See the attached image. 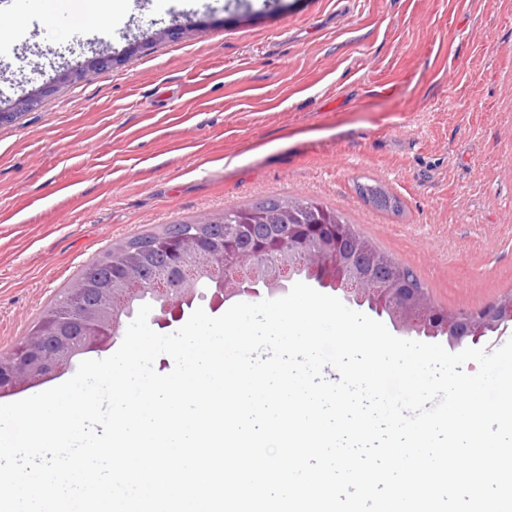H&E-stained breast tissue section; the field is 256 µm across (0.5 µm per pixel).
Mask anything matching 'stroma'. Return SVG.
<instances>
[{"instance_id":"1","label":"stroma","mask_w":512,"mask_h":512,"mask_svg":"<svg viewBox=\"0 0 512 512\" xmlns=\"http://www.w3.org/2000/svg\"><path fill=\"white\" fill-rule=\"evenodd\" d=\"M15 25L1 356L116 244L270 196L339 211L441 309L512 293V0H113L91 29ZM371 179L400 213L358 195Z\"/></svg>"}]
</instances>
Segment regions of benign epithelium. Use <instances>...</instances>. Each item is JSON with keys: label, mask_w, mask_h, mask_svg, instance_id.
<instances>
[{"label": "benign epithelium", "mask_w": 512, "mask_h": 512, "mask_svg": "<svg viewBox=\"0 0 512 512\" xmlns=\"http://www.w3.org/2000/svg\"><path fill=\"white\" fill-rule=\"evenodd\" d=\"M248 228L226 224L224 235L215 239L208 235L207 225L194 224L177 235L159 236L146 247L128 250L121 276L109 285L73 282L54 315L18 346L16 354L0 358V397L55 379L87 355L112 346L123 318L147 295L158 304L152 322L166 328L181 320L188 311L183 303L192 301L195 285L202 280L214 285L209 307L217 311L232 299L258 297L263 290L273 297L285 292L288 282L304 277L320 287H333L350 304L387 316L401 332L443 337L451 349L476 343L512 323V299L489 305L485 316L465 319L435 307L422 290L404 296L393 279L360 272L336 250L334 238L311 231L301 239L296 224H268L265 242L243 250L238 240ZM156 249L166 251L171 262L156 266L145 280L140 266Z\"/></svg>", "instance_id": "7a95c632"}]
</instances>
